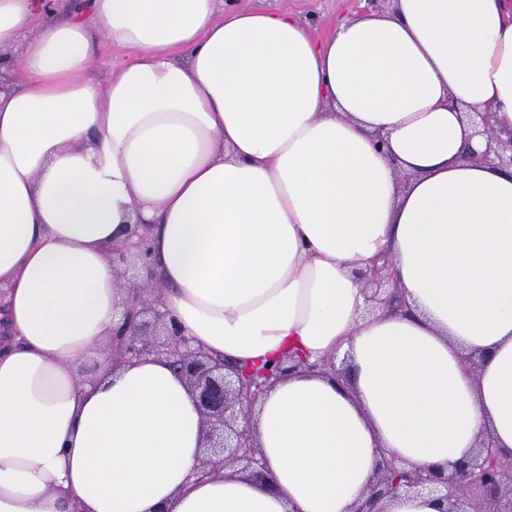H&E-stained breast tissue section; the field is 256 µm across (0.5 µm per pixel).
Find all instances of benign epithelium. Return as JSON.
Segmentation results:
<instances>
[{
	"label": "benign epithelium",
	"mask_w": 512,
	"mask_h": 512,
	"mask_svg": "<svg viewBox=\"0 0 512 512\" xmlns=\"http://www.w3.org/2000/svg\"><path fill=\"white\" fill-rule=\"evenodd\" d=\"M475 134L486 138L485 149L471 153L475 163L512 168V136L502 139L495 129L492 112L475 113ZM133 224L128 235L138 237L115 243L109 249L116 287L127 294L124 311L112 329V365L145 355L166 358L185 380L200 411L203 424L202 450L196 474L217 476L230 470L250 480H263V467L247 421L252 405L272 382L301 368L304 361L290 356L264 370L258 383L251 376L222 359L191 347L174 320L160 309L158 300L149 292V279L144 270L147 249L145 238ZM368 307H384L399 291L393 262L370 272H359ZM337 356L312 364L336 378L345 377L346 362L336 364ZM428 493L444 504L441 512H512V453L499 451L493 440L482 438L474 454L459 462L453 473L440 470L407 472L394 456L382 453L375 475L364 499L353 512H386L388 502L399 492Z\"/></svg>",
	"instance_id": "7a95c632"
}]
</instances>
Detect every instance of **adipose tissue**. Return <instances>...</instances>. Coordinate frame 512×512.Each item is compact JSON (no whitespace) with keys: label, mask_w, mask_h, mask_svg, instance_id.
Returning a JSON list of instances; mask_svg holds the SVG:
<instances>
[{"label":"adipose tissue","mask_w":512,"mask_h":512,"mask_svg":"<svg viewBox=\"0 0 512 512\" xmlns=\"http://www.w3.org/2000/svg\"><path fill=\"white\" fill-rule=\"evenodd\" d=\"M48 11L0 0V47L44 17L0 92V512H352L381 452L447 472L486 435L512 452V171L469 160L467 118L512 129V0H394L323 40L216 0ZM100 39L135 51L105 87ZM135 219L195 348L351 358L349 386L297 373L253 405L265 484L195 476L202 418L167 360L100 359ZM384 256L409 311L367 317L355 274Z\"/></svg>","instance_id":"adipose-tissue-1"}]
</instances>
